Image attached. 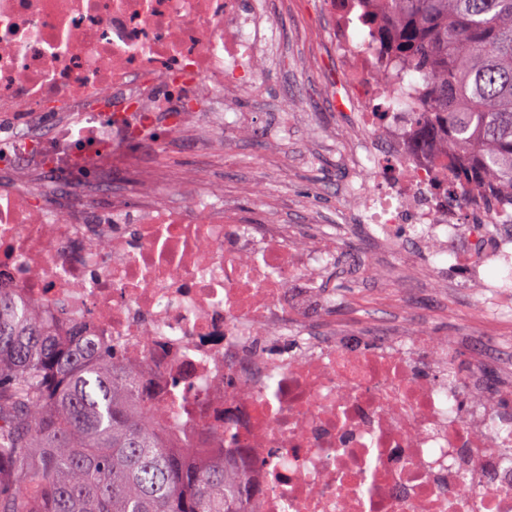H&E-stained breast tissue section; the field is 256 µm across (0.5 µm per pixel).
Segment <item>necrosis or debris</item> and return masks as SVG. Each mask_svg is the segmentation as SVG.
Returning <instances> with one entry per match:
<instances>
[{
  "mask_svg": "<svg viewBox=\"0 0 512 512\" xmlns=\"http://www.w3.org/2000/svg\"><path fill=\"white\" fill-rule=\"evenodd\" d=\"M323 2L343 87L328 107L370 117L355 144L370 240L412 243L433 271L461 262L496 313L485 268L512 273V226L491 231L476 197L446 206L439 139L414 120L427 85L376 0ZM279 44L263 0H0V278L123 358L155 412L178 413L174 447L223 454L255 512H512V408L484 390L511 347L474 344L467 376L451 345L392 331L287 345L289 321L326 304L305 286L331 244L207 195L164 204L151 171L133 204L65 185L92 165L108 188L160 122L211 140L236 74Z\"/></svg>",
  "mask_w": 512,
  "mask_h": 512,
  "instance_id": "necrosis-or-debris-1",
  "label": "necrosis or debris"
}]
</instances>
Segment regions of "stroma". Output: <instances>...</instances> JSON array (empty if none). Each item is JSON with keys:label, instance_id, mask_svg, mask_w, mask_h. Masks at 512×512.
Wrapping results in <instances>:
<instances>
[{"label": "stroma", "instance_id": "35a3bbf8", "mask_svg": "<svg viewBox=\"0 0 512 512\" xmlns=\"http://www.w3.org/2000/svg\"><path fill=\"white\" fill-rule=\"evenodd\" d=\"M269 2L270 23L285 31L280 51L262 68L259 91L225 103L217 146L156 129L135 163L120 170L113 189L130 190L142 169L153 168L165 200L187 204L211 193L250 222L273 218L292 226L297 244L321 238L361 254V268L339 258L319 274L318 285L335 292L336 304L314 314L312 324L348 321L366 336L379 321L421 329L447 338L459 368L469 370L472 339L512 341V310L487 315L478 289L465 285L456 268L432 276L419 268L414 249L368 251L356 222L361 202L350 190L359 180L352 141L363 121L324 105L341 90L326 40L330 20L321 0ZM285 98L290 107L282 112L278 105Z\"/></svg>", "mask_w": 512, "mask_h": 512}]
</instances>
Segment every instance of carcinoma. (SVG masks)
I'll return each mask as SVG.
<instances>
[{
  "label": "carcinoma",
  "instance_id": "cac0c4a2",
  "mask_svg": "<svg viewBox=\"0 0 512 512\" xmlns=\"http://www.w3.org/2000/svg\"><path fill=\"white\" fill-rule=\"evenodd\" d=\"M429 97L448 196L512 199V0H379ZM512 224V214L506 216ZM244 473L174 448L144 385L81 329L46 323L0 279V512H252Z\"/></svg>",
  "mask_w": 512,
  "mask_h": 512
}]
</instances>
